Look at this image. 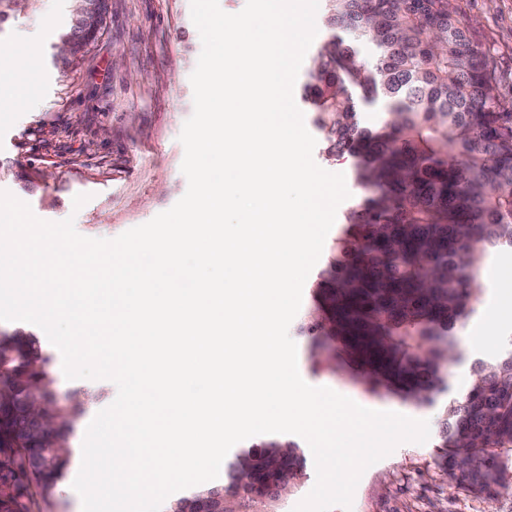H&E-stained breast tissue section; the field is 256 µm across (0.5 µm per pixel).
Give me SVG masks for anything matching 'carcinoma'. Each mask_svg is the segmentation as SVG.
<instances>
[{"label": "carcinoma", "instance_id": "carcinoma-1", "mask_svg": "<svg viewBox=\"0 0 512 512\" xmlns=\"http://www.w3.org/2000/svg\"><path fill=\"white\" fill-rule=\"evenodd\" d=\"M325 2L331 35L311 58L304 93L328 157L356 159L363 194L344 215L299 331L316 366L348 368L372 393L430 406L447 389L457 324L483 291L476 270L512 252V112L452 0ZM66 42L64 60L89 45L76 24ZM375 99L386 103L385 120L365 127L360 102ZM10 339L0 349V512H32L71 464L68 435L84 401L56 391L38 337L19 329ZM473 374L471 388L442 407L439 447L449 479L494 500L512 489V349L476 361ZM35 397L57 421L55 449L33 433ZM305 462L299 444L266 439L230 459L222 483L172 500L168 512L215 490L224 491L218 512H276L279 497L255 499L246 478L296 481Z\"/></svg>", "mask_w": 512, "mask_h": 512}]
</instances>
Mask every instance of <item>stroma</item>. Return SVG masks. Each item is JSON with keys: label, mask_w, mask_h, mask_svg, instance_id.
Segmentation results:
<instances>
[{"label": "stroma", "mask_w": 512, "mask_h": 512, "mask_svg": "<svg viewBox=\"0 0 512 512\" xmlns=\"http://www.w3.org/2000/svg\"><path fill=\"white\" fill-rule=\"evenodd\" d=\"M474 40L492 56L496 93L512 105V0H456ZM73 0H37L0 23V66L25 48L38 52L42 82L20 104L0 110V191L30 205L40 219H73L89 238L111 239L170 209L186 192L179 135L193 113L190 75L202 50L191 21L190 0H108L98 37L78 64L55 58L54 46L74 17ZM37 171L36 187L23 188L18 171ZM87 195L74 208L75 195ZM484 292L458 329L461 357L448 366V393L465 391L473 363L512 346V317L496 311L504 290L512 291V255L485 259L476 272ZM313 307L303 292L289 327L297 345L298 369L310 385L326 386L357 404L428 420L437 428V408L418 407L393 395L369 392L342 373L315 370L310 341L299 326ZM486 337L477 346L473 337ZM49 372L58 392L87 393L84 412L69 436L81 447L97 412L117 395L108 380H67L62 357L51 350ZM437 435L422 444L406 442L367 468L353 496L352 512H512V490L496 500L474 497L448 480Z\"/></svg>", "instance_id": "35a3bbf8"}]
</instances>
